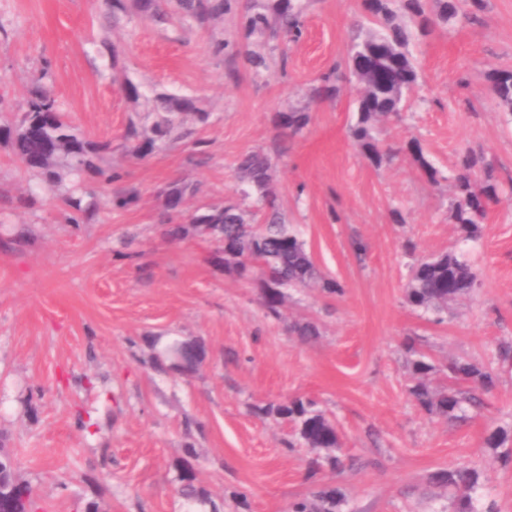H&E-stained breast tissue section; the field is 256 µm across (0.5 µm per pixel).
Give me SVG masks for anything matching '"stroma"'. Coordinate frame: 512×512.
Wrapping results in <instances>:
<instances>
[{
    "mask_svg": "<svg viewBox=\"0 0 512 512\" xmlns=\"http://www.w3.org/2000/svg\"><path fill=\"white\" fill-rule=\"evenodd\" d=\"M304 32L295 43L269 40L268 67L215 54L224 39L243 42L241 15L205 26L160 23L130 9L112 30L104 0H0V125L14 124L42 72L73 125L110 140L117 186L96 176L99 195L133 189L137 205L101 211L87 224L65 223L60 202L18 199L27 175L0 140V447L29 483L41 512H288L305 493L308 448L287 450L291 425L252 413L253 405L293 396L318 401L336 425L341 450L358 469L326 475L343 512H446L448 498L426 485L429 473L464 462L488 482L483 502L512 512V464L484 444L512 425V367H502L483 416L461 425L421 410L409 398L404 340L414 337L435 363L453 358L495 364V346L512 338V112L488 76L512 69V0H486L476 22L454 20L409 49L420 79L403 118L380 134L388 144L417 140L443 176L431 184L411 153L374 167L351 138L355 82L333 100L316 96L318 77L346 64L363 37L362 0H301ZM110 40L116 58L104 53ZM140 91L131 100L125 82ZM191 97L210 114L187 120V138L129 159L120 149L131 119L155 93ZM309 113L300 135L283 140L277 112ZM205 141L197 150L196 141ZM492 160L500 185L480 237L459 238L449 212L448 176L464 149ZM266 152L281 211L312 254L318 287L285 291L282 316L266 317L260 273L242 279L214 263L217 243L192 234L171 242L160 231L162 192L182 180L200 185L195 204H240L236 164ZM366 244L357 253L354 241ZM450 248L473 264L479 286L444 322L405 300L409 256ZM320 330L310 343L297 322ZM197 338L206 361L194 377L155 367L156 337ZM194 452L208 505L175 492L178 461ZM248 493L246 504L232 497Z\"/></svg>",
    "mask_w": 512,
    "mask_h": 512,
    "instance_id": "1",
    "label": "stroma"
}]
</instances>
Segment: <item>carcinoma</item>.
I'll list each match as a JSON object with an SVG mask.
<instances>
[{"mask_svg":"<svg viewBox=\"0 0 512 512\" xmlns=\"http://www.w3.org/2000/svg\"><path fill=\"white\" fill-rule=\"evenodd\" d=\"M136 8L155 19L162 20L165 12L162 0H135ZM240 0H178L183 18L203 25L217 22L235 12ZM246 37L273 38L278 33L295 41L302 34V9L297 0H265L246 6ZM484 9V0H470V10L461 12L457 0H370L366 20L371 25L367 37L349 46L348 60L366 55L381 46L388 54L377 56L381 67V86L372 87L367 95L358 99L357 119L350 127L352 139L363 149L366 157L377 167L402 153L401 148L380 145V127L400 116L404 92L419 80V72L408 53L411 34L431 33L438 25L462 15L470 20L478 18ZM234 53L245 57L253 71L266 67L265 56L253 49L237 48ZM341 77L334 68L321 76L318 94L334 99L340 92ZM491 89L500 103L512 111V70H495L490 75ZM152 121L144 128L129 123L122 136L121 147L137 159H144L155 150L166 147L185 135L184 115H193L195 121L205 125L210 114L198 107L189 97H178L166 92L155 94L150 110ZM310 121L307 112H278L273 117L276 128L290 136L302 132ZM0 138H6L16 159L24 169L47 190L58 194L70 224H84L95 219L101 205L94 194L82 189L83 175L95 174L107 185L120 178L112 168H104L97 160L112 153V141L95 142L85 138L68 121L59 100L47 88L36 86L29 91L23 104V113L12 127L0 128ZM420 170L432 183L438 182L439 171L424 157L418 142L407 145ZM237 169L241 180L260 191L263 217L260 224L245 222L243 212L236 205H200L197 214L201 223L215 234H224V245L216 253V260L224 269L238 272V267L251 261L263 273L265 294L261 305L266 315H281V295L285 288L305 287L318 279L317 268L297 232L284 222L277 195L271 184L274 169L270 158L255 151L242 156ZM451 188L450 217L459 237L464 241L477 239L485 216L486 204L495 198L499 187L490 160L482 152L469 149L459 154L456 172L448 178ZM198 187L186 181L176 182L164 193L163 204L168 222L162 235L181 239L202 228L181 223L187 197L197 194ZM137 202L130 192H115L105 202L111 210H125ZM478 283V276L465 256L450 249L427 257L415 258L409 265L406 301L423 313L436 316L450 309L458 298L470 294ZM182 353L183 364L169 367L170 351ZM408 362L411 367L408 394L411 400L429 415L448 422L468 417L469 412L485 408L484 395L496 385L498 377L484 364L465 359H452L440 367L407 339ZM205 349L198 340L175 339L163 345L155 356L158 368L173 369L175 373L190 377L203 363ZM443 373L447 383L435 385L432 377ZM261 417L286 419L294 427L293 436L313 450L339 448L335 426L327 418L319 403L308 397L295 396L279 403L253 406ZM512 429L499 426L491 431L486 444L501 449L505 462H512ZM12 460L0 453V499L19 498L28 494L29 509H34L33 492L11 467ZM349 466L348 458L340 453L324 458L314 457L308 462L309 479H316L324 469L340 473ZM193 465L189 460L179 467L178 493L188 500L204 502L206 492L192 477ZM429 481L446 489L450 512H496L483 509L479 490L484 486V475L476 465H462L441 469L429 475ZM341 495L334 488L321 487L296 496L288 512H337Z\"/></svg>","mask_w":512,"mask_h":512,"instance_id":"carcinoma-1","label":"carcinoma"}]
</instances>
